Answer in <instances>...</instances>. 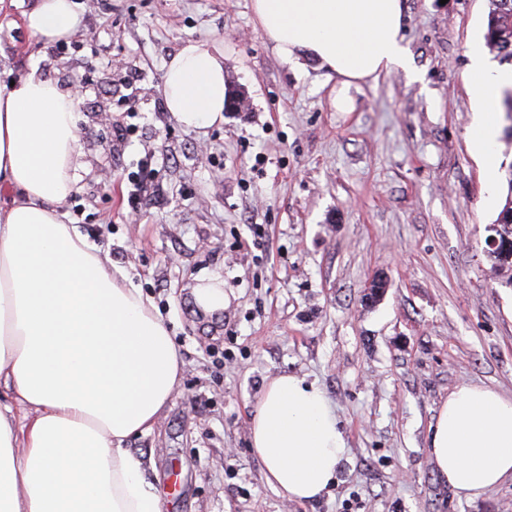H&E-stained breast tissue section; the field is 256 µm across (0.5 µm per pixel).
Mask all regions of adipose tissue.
Returning a JSON list of instances; mask_svg holds the SVG:
<instances>
[{"instance_id":"1","label":"adipose tissue","mask_w":512,"mask_h":512,"mask_svg":"<svg viewBox=\"0 0 512 512\" xmlns=\"http://www.w3.org/2000/svg\"><path fill=\"white\" fill-rule=\"evenodd\" d=\"M284 60L301 58L350 88L408 68L402 0H252ZM77 0H38L26 17L37 37L67 38ZM471 82L482 102L473 149L489 159L495 105L512 72L474 57ZM167 106L201 127L222 119L224 54L199 43L174 56ZM74 97L37 68L0 86V512H164L131 438L150 432L182 374L170 331L152 301L108 263L64 206L75 190ZM250 442L264 478L288 498L311 501L335 481L346 439L325 394L284 374L255 406ZM431 455L465 498L512 481V397L474 384L453 390L438 413Z\"/></svg>"}]
</instances>
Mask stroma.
<instances>
[{"mask_svg": "<svg viewBox=\"0 0 512 512\" xmlns=\"http://www.w3.org/2000/svg\"><path fill=\"white\" fill-rule=\"evenodd\" d=\"M34 0H0V85L37 67L76 101L77 189L66 210L154 302L183 372L153 430L129 440L165 512H512V484L466 500L430 440L457 385L512 396V288L488 254L512 135L472 147L471 55L489 0H405L411 72L350 89L283 60L252 0H79L65 47L33 35ZM189 42L224 51L241 105L189 128L164 72ZM156 175L140 199L143 161ZM387 278L377 299L367 284ZM219 288L224 305L200 303ZM321 388L347 450L320 498L264 480L249 422L268 382Z\"/></svg>", "mask_w": 512, "mask_h": 512, "instance_id": "1", "label": "stroma"}]
</instances>
